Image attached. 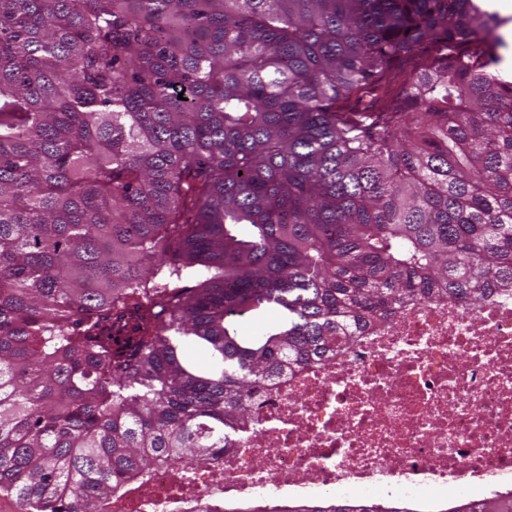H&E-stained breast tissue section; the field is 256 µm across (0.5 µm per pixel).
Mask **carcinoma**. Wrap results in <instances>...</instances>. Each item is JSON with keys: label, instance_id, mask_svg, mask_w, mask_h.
<instances>
[{"label": "carcinoma", "instance_id": "obj_1", "mask_svg": "<svg viewBox=\"0 0 512 512\" xmlns=\"http://www.w3.org/2000/svg\"><path fill=\"white\" fill-rule=\"evenodd\" d=\"M501 25L475 0H0V496L113 512L406 304L512 289Z\"/></svg>", "mask_w": 512, "mask_h": 512}]
</instances>
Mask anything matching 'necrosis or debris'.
<instances>
[{"mask_svg": "<svg viewBox=\"0 0 512 512\" xmlns=\"http://www.w3.org/2000/svg\"><path fill=\"white\" fill-rule=\"evenodd\" d=\"M254 425L191 481L155 468L115 512H173L190 492L248 500L362 488L398 495L512 483V291L474 313L410 304L326 365L255 395Z\"/></svg>", "mask_w": 512, "mask_h": 512, "instance_id": "4bbe7bcc", "label": "necrosis or debris"}]
</instances>
